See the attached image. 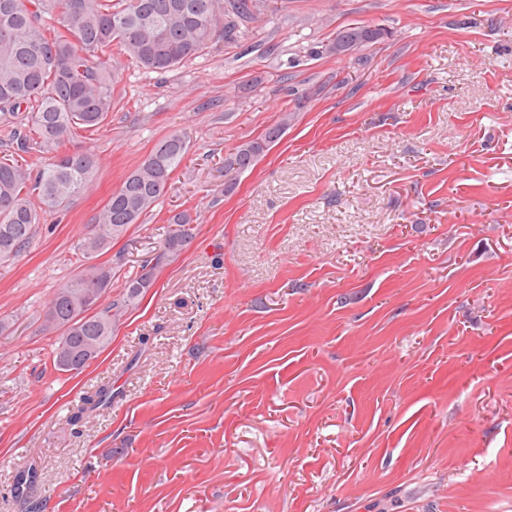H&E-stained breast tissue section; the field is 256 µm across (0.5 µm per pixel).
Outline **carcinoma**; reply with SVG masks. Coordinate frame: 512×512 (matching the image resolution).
<instances>
[{
  "instance_id": "1",
  "label": "carcinoma",
  "mask_w": 512,
  "mask_h": 512,
  "mask_svg": "<svg viewBox=\"0 0 512 512\" xmlns=\"http://www.w3.org/2000/svg\"><path fill=\"white\" fill-rule=\"evenodd\" d=\"M259 2L247 0H0V130L14 154L48 149L33 173L0 156V263L20 255L36 224L67 208L86 191L98 159L69 152L77 131L95 132L112 114L116 68L131 64L167 73L209 52L219 39L240 37L238 22L254 19ZM56 19L60 27L51 24ZM353 50L384 41L383 25L355 24L336 32ZM288 126L284 117L258 138L234 148L243 170L252 168ZM191 137L171 131L114 190L80 244L90 261L82 274L57 288L45 329L59 332L54 366L83 371L112 341L118 322L155 285L158 271L193 239L192 215L170 216V228L151 272L125 281L108 298L119 267L91 260L144 223L167 195L172 175L186 161Z\"/></svg>"
}]
</instances>
